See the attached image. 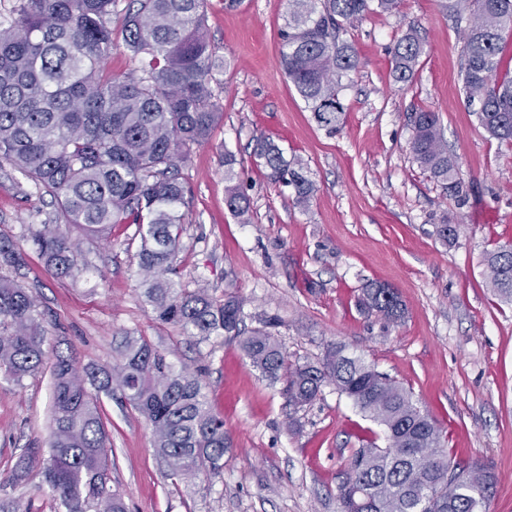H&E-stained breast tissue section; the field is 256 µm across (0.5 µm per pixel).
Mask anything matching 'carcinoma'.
<instances>
[{
	"instance_id": "obj_1",
	"label": "carcinoma",
	"mask_w": 512,
	"mask_h": 512,
	"mask_svg": "<svg viewBox=\"0 0 512 512\" xmlns=\"http://www.w3.org/2000/svg\"><path fill=\"white\" fill-rule=\"evenodd\" d=\"M206 0H128L123 48L137 66L110 77L103 61L114 44L108 17L113 0H18L0 21V160L53 195L65 224L102 237L114 224H135L139 272L157 320L202 343L213 336L238 341L251 366L271 383L282 381L288 405L300 409L332 385L384 430L362 441L348 460L336 497L340 512H482L498 479L481 463L448 481L452 458L436 422L412 392L342 346L318 361L290 363L267 328L248 330L243 301L204 287L179 288L175 257L188 188L180 169L193 145L208 142L223 120L215 93L217 57L205 24ZM398 0H288L281 36L284 73L317 124L333 132L344 112V77L358 67L348 29L372 12H390ZM470 15L463 35L462 84L477 104L481 127L512 144V77L502 68L512 37V0H449ZM424 44L411 27L392 49L396 80L412 82ZM410 152L448 195L462 193L456 156L448 151L439 116L411 117ZM257 166L265 177L305 205L316 191L299 158L288 160L271 139H257ZM235 156L224 152L228 204L241 223L249 203L234 183ZM44 261L64 278L80 272L78 251L59 228L34 235ZM22 255L0 238V267ZM483 276L495 296L512 302V245L484 259ZM359 307L391 323L403 318L398 294L382 284L362 289ZM0 373L19 383L42 367L44 337L37 304L24 288L0 277ZM112 365L79 372L60 357L54 366L53 426L48 449L25 448L15 481L42 462L53 512H126L112 489L108 435L98 393L121 389L152 426L154 448L170 476L191 480L224 472L229 439L214 416L200 377L167 362L143 336H121Z\"/></svg>"
}]
</instances>
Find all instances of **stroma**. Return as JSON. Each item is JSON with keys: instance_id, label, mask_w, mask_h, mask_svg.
Masks as SVG:
<instances>
[{"instance_id": "obj_1", "label": "stroma", "mask_w": 512, "mask_h": 512, "mask_svg": "<svg viewBox=\"0 0 512 512\" xmlns=\"http://www.w3.org/2000/svg\"><path fill=\"white\" fill-rule=\"evenodd\" d=\"M126 5H112L115 47L104 61L112 76L135 66L122 47ZM287 19V0H240L233 8L208 0L211 42L229 61L215 88L224 118L181 169L191 199L178 283L235 292L246 327L276 320L289 360L315 361L342 345L374 363L411 389L456 460L494 468L499 485L485 512H512V304L498 300L483 276L486 254L512 243V147L489 138L468 109L460 76L467 22L448 0H400L394 12L367 15L347 35L359 65L344 79L346 112L330 132L281 70ZM412 26L425 51L404 86L394 79L391 50ZM420 110L440 118L457 156L461 197L449 196L410 152V117ZM262 135L305 163L316 185L307 206L258 171L253 148ZM228 151L250 201L246 224L227 203ZM61 222L50 194L0 163V237L23 256L0 275L35 298L46 352L39 372L22 382L0 376V489L51 512L40 472L18 483L14 469L23 448L48 445L55 357L80 369L107 365L115 338L130 333L200 374L231 450L221 476L172 478L146 419L119 395L102 396L112 487L127 512H339L344 465L377 424L331 386L293 410L237 342L218 336L199 344L157 320L141 287L136 225H114L106 239L71 230L88 271L76 282L58 276L33 237ZM440 224L457 225V237L439 240ZM372 282L398 292L400 322L359 310Z\"/></svg>"}]
</instances>
